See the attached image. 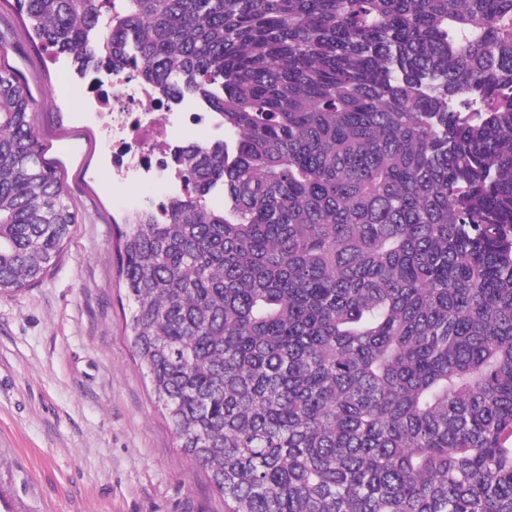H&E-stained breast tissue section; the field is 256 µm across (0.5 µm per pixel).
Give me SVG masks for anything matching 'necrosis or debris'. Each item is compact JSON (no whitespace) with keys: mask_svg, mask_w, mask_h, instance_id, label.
<instances>
[{"mask_svg":"<svg viewBox=\"0 0 512 512\" xmlns=\"http://www.w3.org/2000/svg\"><path fill=\"white\" fill-rule=\"evenodd\" d=\"M139 71L135 65L97 81L86 79L84 107L106 130L101 147L112 167L113 191L131 186L145 191L146 207L160 219L169 199L185 191L175 159L188 144L186 131L215 140L223 123L197 98L158 97Z\"/></svg>","mask_w":512,"mask_h":512,"instance_id":"1","label":"necrosis or debris"}]
</instances>
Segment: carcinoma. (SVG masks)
Returning <instances> with one entry per match:
<instances>
[{
    "label": "carcinoma",
    "instance_id": "cac0c4a2",
    "mask_svg": "<svg viewBox=\"0 0 512 512\" xmlns=\"http://www.w3.org/2000/svg\"><path fill=\"white\" fill-rule=\"evenodd\" d=\"M102 2L16 0L80 74L139 61L224 123L117 245L224 512H512V0ZM33 115L0 65V294L77 223Z\"/></svg>",
    "mask_w": 512,
    "mask_h": 512
}]
</instances>
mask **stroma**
<instances>
[{
    "label": "stroma",
    "mask_w": 512,
    "mask_h": 512,
    "mask_svg": "<svg viewBox=\"0 0 512 512\" xmlns=\"http://www.w3.org/2000/svg\"><path fill=\"white\" fill-rule=\"evenodd\" d=\"M0 63L36 102L34 127L78 214L52 273L0 295V512H224L152 394L125 330L103 133L16 10L0 8Z\"/></svg>",
    "instance_id": "1"
}]
</instances>
